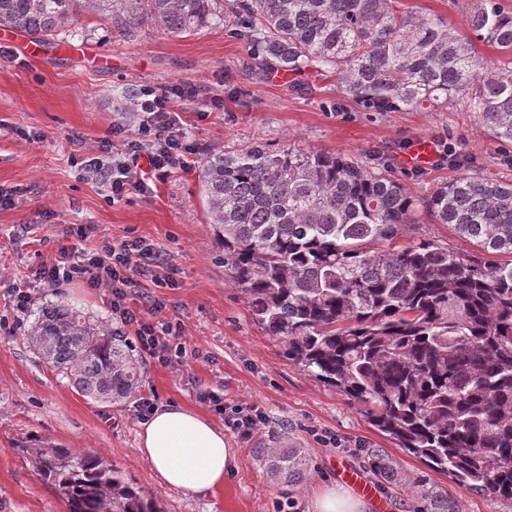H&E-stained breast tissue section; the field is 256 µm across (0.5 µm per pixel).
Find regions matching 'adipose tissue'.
<instances>
[{
	"instance_id": "1",
	"label": "adipose tissue",
	"mask_w": 512,
	"mask_h": 512,
	"mask_svg": "<svg viewBox=\"0 0 512 512\" xmlns=\"http://www.w3.org/2000/svg\"><path fill=\"white\" fill-rule=\"evenodd\" d=\"M138 450L159 486L186 497L222 486L235 460L223 429L208 416L177 403L154 409L141 426Z\"/></svg>"
}]
</instances>
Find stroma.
Instances as JSON below:
<instances>
[{"label": "stroma", "mask_w": 512, "mask_h": 512, "mask_svg": "<svg viewBox=\"0 0 512 512\" xmlns=\"http://www.w3.org/2000/svg\"><path fill=\"white\" fill-rule=\"evenodd\" d=\"M0 57V190L15 191L0 208V512H66L65 504L17 454V446L42 437L68 448H90L130 474L159 498L166 512H314L317 495L338 486L339 465L361 471L374 483L384 512H413L414 482L436 487L458 501L462 512H512V504L476 493L447 474L431 470L373 427L362 406L288 360L284 345L255 324L237 289L228 284L198 183L197 169L174 170L151 194L113 202L103 180L85 172L92 149L111 143L118 127H131L129 106L142 86L189 82L201 96L180 106L183 127L199 152L278 144L344 153L363 160L380 151L392 173L417 197L450 176L435 160L411 163L419 144H451L493 178L512 181V161L468 112H357L342 102L334 78L310 79L307 94L289 90L295 75L252 78L249 51L223 26L187 37L145 27L131 39L113 38L97 15L88 14L73 33L46 41L39 53L8 42ZM342 108L331 111L333 103ZM140 239L161 251L165 264L138 275L129 295L163 302L160 319L184 327L182 365L144 349L140 398L152 405L176 402L211 416L204 391L227 402L254 406L264 422L250 440L232 430L224 438L235 466L222 487L192 498L156 484L138 452L144 422L138 401L115 406L83 397L66 378L39 362L22 334L25 320L12 291L32 289L33 305L65 301L95 319L111 321L109 295L81 282L48 285L35 271L60 246L76 253ZM427 240L467 258L477 247L431 220L406 228L399 242ZM288 439L306 449L309 472L300 488L274 479L256 454L261 441ZM382 451L399 479L381 484L362 452Z\"/></svg>", "instance_id": "1"}]
</instances>
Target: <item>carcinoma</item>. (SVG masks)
Masks as SVG:
<instances>
[{
  "instance_id": "1",
  "label": "carcinoma",
  "mask_w": 512,
  "mask_h": 512,
  "mask_svg": "<svg viewBox=\"0 0 512 512\" xmlns=\"http://www.w3.org/2000/svg\"><path fill=\"white\" fill-rule=\"evenodd\" d=\"M94 13L119 38L142 25L174 37L225 25L249 46L257 80L280 71L330 75L358 112H470L512 145V9L470 0L466 27L403 0H0V29L41 39ZM495 49L485 66L477 43ZM456 171L418 199L370 156L270 144L214 149L199 187L218 261L251 317L288 359L361 404L371 424L428 467L468 489L512 501V182L444 150ZM428 215L473 242L465 259L429 242L396 245ZM26 340L84 397L121 405L143 367L128 338L65 303L37 308ZM66 512H163L125 471L92 450L48 439L16 448ZM292 486L303 449H259ZM382 483L398 480L365 452ZM416 512H460L432 488Z\"/></svg>"
}]
</instances>
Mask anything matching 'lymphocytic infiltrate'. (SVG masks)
Listing matches in <instances>:
<instances>
[{"mask_svg": "<svg viewBox=\"0 0 512 512\" xmlns=\"http://www.w3.org/2000/svg\"><path fill=\"white\" fill-rule=\"evenodd\" d=\"M198 89L190 84H174L164 89L143 88L132 102L139 116L135 130L118 129L112 133L111 160L92 156L86 162L88 173L108 182L113 201L120 202L130 195L151 193L156 179L176 169L189 170L198 155L188 141L173 107L175 100L196 101ZM162 255L153 245L129 240L104 246L102 253L82 257L67 247L39 271V278L48 284L82 280L94 288L108 289L113 320L133 329L143 348L163 355L183 356L178 342L184 327L178 321H151L149 312L159 311L160 301L140 305L129 297L128 287L134 272L160 265ZM201 399L218 414L241 439H250L263 420L251 406L230 405L217 392L202 393Z\"/></svg>", "mask_w": 512, "mask_h": 512, "instance_id": "1", "label": "lymphocytic infiltrate"}]
</instances>
